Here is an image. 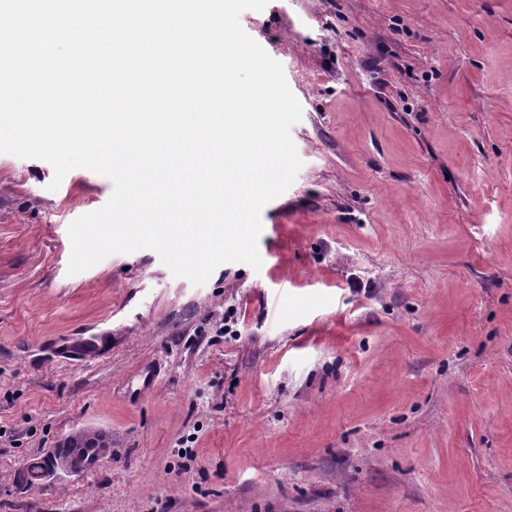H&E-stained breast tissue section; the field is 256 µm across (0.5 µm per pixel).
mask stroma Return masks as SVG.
I'll return each mask as SVG.
<instances>
[{
    "label": "stroma",
    "instance_id": "obj_1",
    "mask_svg": "<svg viewBox=\"0 0 512 512\" xmlns=\"http://www.w3.org/2000/svg\"><path fill=\"white\" fill-rule=\"evenodd\" d=\"M301 105L260 269L68 275L111 180L0 154V512H512V0H269ZM105 336L90 362L54 344ZM155 367L147 388L140 375ZM93 427L112 451L28 487ZM71 439L62 446H57L53 451L33 458L20 472L21 485L30 486L45 479L44 471L52 452H65L71 459L52 454V463L49 476L52 479H65L83 472L85 465L79 463L95 458L103 450L108 452L112 448V437L95 429H82L71 434ZM61 448V449H60Z\"/></svg>",
    "mask_w": 512,
    "mask_h": 512
}]
</instances>
